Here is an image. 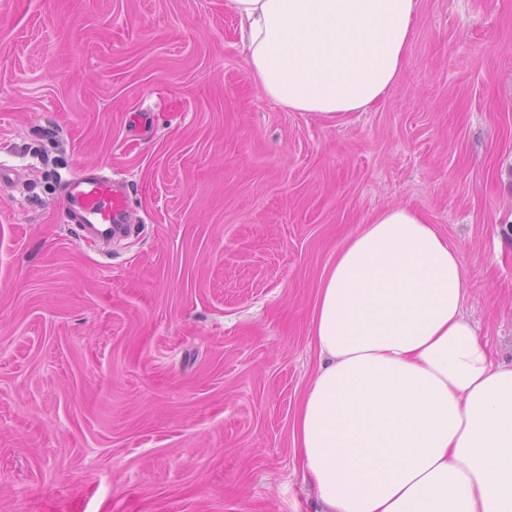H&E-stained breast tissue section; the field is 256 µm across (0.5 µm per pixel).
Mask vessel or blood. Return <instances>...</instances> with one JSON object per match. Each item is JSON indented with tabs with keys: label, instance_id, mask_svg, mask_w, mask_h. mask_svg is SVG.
I'll list each match as a JSON object with an SVG mask.
<instances>
[{
	"label": "vessel or blood",
	"instance_id": "vessel-or-blood-1",
	"mask_svg": "<svg viewBox=\"0 0 512 512\" xmlns=\"http://www.w3.org/2000/svg\"><path fill=\"white\" fill-rule=\"evenodd\" d=\"M61 199L67 222L81 225L92 237H103L107 227L127 221L125 195L101 171L85 170L66 179Z\"/></svg>",
	"mask_w": 512,
	"mask_h": 512
}]
</instances>
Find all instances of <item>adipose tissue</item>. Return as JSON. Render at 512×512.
Here are the masks:
<instances>
[{
  "label": "adipose tissue",
  "instance_id": "obj_1",
  "mask_svg": "<svg viewBox=\"0 0 512 512\" xmlns=\"http://www.w3.org/2000/svg\"><path fill=\"white\" fill-rule=\"evenodd\" d=\"M251 76L290 112L344 123L397 81L418 0H227ZM459 252L406 205L327 269L318 354L292 421L321 512H512V364L464 313Z\"/></svg>",
  "mask_w": 512,
  "mask_h": 512
}]
</instances>
